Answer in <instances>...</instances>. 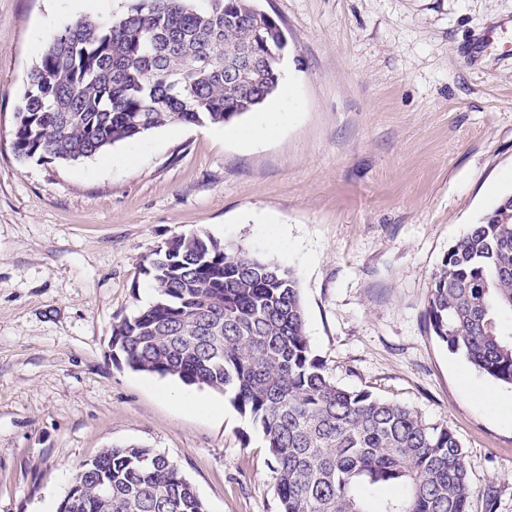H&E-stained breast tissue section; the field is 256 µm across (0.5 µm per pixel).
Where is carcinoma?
<instances>
[{
  "label": "carcinoma",
  "mask_w": 512,
  "mask_h": 512,
  "mask_svg": "<svg viewBox=\"0 0 512 512\" xmlns=\"http://www.w3.org/2000/svg\"><path fill=\"white\" fill-rule=\"evenodd\" d=\"M254 0H138L109 23L67 25L28 73L15 115L22 159L76 161L167 124L224 125L278 89L276 28ZM254 66L237 80L226 52ZM155 300L112 325V360L232 395L259 425L279 512H470L463 446L446 424L338 386L313 355L293 270L196 232L150 261ZM512 196L448 249L428 331L512 385ZM69 512H207L166 455L110 446L83 462ZM107 484L111 492L100 493Z\"/></svg>",
  "instance_id": "cac0c4a2"
}]
</instances>
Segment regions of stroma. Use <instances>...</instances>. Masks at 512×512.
I'll return each instance as SVG.
<instances>
[{"label": "stroma", "instance_id": "1", "mask_svg": "<svg viewBox=\"0 0 512 512\" xmlns=\"http://www.w3.org/2000/svg\"><path fill=\"white\" fill-rule=\"evenodd\" d=\"M133 2L0 0V512H56L79 465L124 444L167 455L208 512H279L264 435L230 395L109 353L148 257L190 231L292 268L328 376L448 425L471 512H512V386L424 318L449 246L512 195V0H257L287 36V93L88 159L18 158L45 48ZM266 120L276 134L249 138Z\"/></svg>", "mask_w": 512, "mask_h": 512}]
</instances>
